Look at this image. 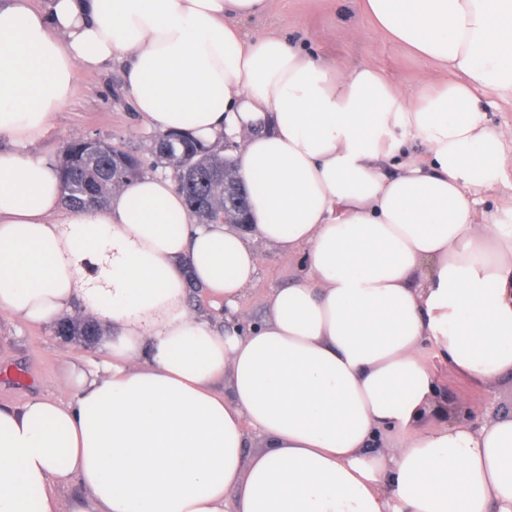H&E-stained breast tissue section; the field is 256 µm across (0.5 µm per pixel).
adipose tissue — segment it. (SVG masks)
<instances>
[{"instance_id": "1", "label": "adipose tissue", "mask_w": 512, "mask_h": 512, "mask_svg": "<svg viewBox=\"0 0 512 512\" xmlns=\"http://www.w3.org/2000/svg\"><path fill=\"white\" fill-rule=\"evenodd\" d=\"M269 6L0 0V136H42L76 68L116 63L150 129L234 144L251 189L246 232L159 173L70 208L52 161L0 150V311L112 331L71 402L0 408V512H512V411L438 398L443 369L512 377V205L476 209L512 144L477 97L512 93V0H361L451 74L412 89L251 34ZM264 246L304 271L258 328L192 313L191 282L236 310Z\"/></svg>"}]
</instances>
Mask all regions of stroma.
<instances>
[{"instance_id": "stroma-1", "label": "stroma", "mask_w": 512, "mask_h": 512, "mask_svg": "<svg viewBox=\"0 0 512 512\" xmlns=\"http://www.w3.org/2000/svg\"><path fill=\"white\" fill-rule=\"evenodd\" d=\"M261 35L276 30L319 59L339 63L345 70L368 63L392 84L409 89L422 79L440 81L431 64L378 34L362 12L359 0H270V10L251 21ZM79 135L101 137L113 145L145 154L153 133L125 95L119 69L77 70L72 94L53 122L24 156L57 158L62 147ZM258 278L249 300L239 308L240 322L250 325L266 314L273 289L286 286L302 272L299 256L263 249ZM102 347L86 348L62 342L52 325L31 323L0 311V407L20 408L42 398L69 401L64 384L71 364L104 359ZM441 394L448 400L469 397L471 423H481L487 408L512 405V382L502 380L470 391L464 381L442 378Z\"/></svg>"}]
</instances>
